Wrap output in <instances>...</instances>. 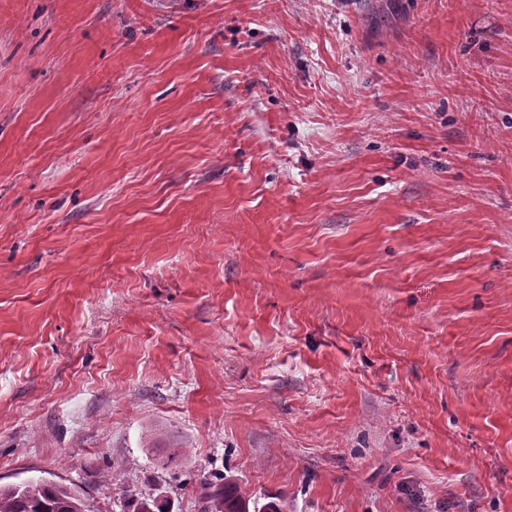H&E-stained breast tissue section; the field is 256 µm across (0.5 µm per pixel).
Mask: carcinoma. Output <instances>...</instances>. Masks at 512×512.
Segmentation results:
<instances>
[{"instance_id":"carcinoma-1","label":"carcinoma","mask_w":512,"mask_h":512,"mask_svg":"<svg viewBox=\"0 0 512 512\" xmlns=\"http://www.w3.org/2000/svg\"><path fill=\"white\" fill-rule=\"evenodd\" d=\"M203 512H250L249 500L238 484L225 477L202 487ZM167 500L150 496L139 500L134 512H162ZM0 512H92L77 486L29 481L0 485Z\"/></svg>"}]
</instances>
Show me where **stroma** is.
<instances>
[{
    "instance_id": "35a3bbf8",
    "label": "stroma",
    "mask_w": 512,
    "mask_h": 512,
    "mask_svg": "<svg viewBox=\"0 0 512 512\" xmlns=\"http://www.w3.org/2000/svg\"><path fill=\"white\" fill-rule=\"evenodd\" d=\"M223 476L512 512V0H0V484Z\"/></svg>"
}]
</instances>
